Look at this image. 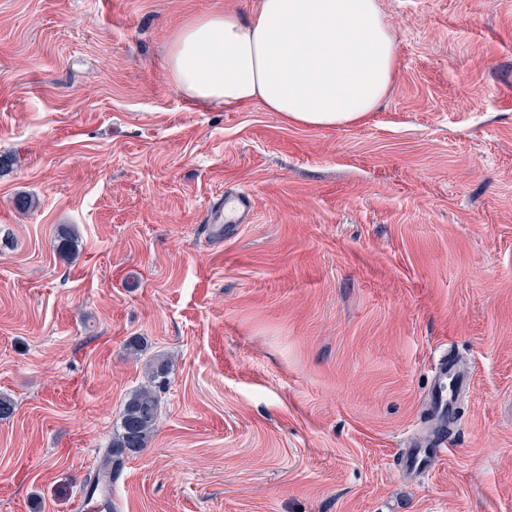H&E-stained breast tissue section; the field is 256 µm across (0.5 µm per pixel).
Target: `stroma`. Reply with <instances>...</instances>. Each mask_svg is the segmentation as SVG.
Masks as SVG:
<instances>
[{
	"label": "stroma",
	"mask_w": 512,
	"mask_h": 512,
	"mask_svg": "<svg viewBox=\"0 0 512 512\" xmlns=\"http://www.w3.org/2000/svg\"><path fill=\"white\" fill-rule=\"evenodd\" d=\"M257 5L0 0V512H78L158 355L114 512H512V0H380L390 91L319 128L174 87L178 30ZM444 354L471 391L410 479ZM251 210V200L247 192L237 191L224 194L222 204L210 216L209 224H244ZM169 373L168 361L154 360L147 384L136 389L126 400L104 460L105 466H110L112 471H117L127 458L147 447L157 428L160 390ZM448 437L440 435L436 438L431 448H411L409 461L413 469H420L423 472H429L431 463L439 455L440 458L448 454Z\"/></svg>",
	"instance_id": "1"
}]
</instances>
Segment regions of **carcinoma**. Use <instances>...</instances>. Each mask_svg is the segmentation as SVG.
Masks as SVG:
<instances>
[{
  "label": "carcinoma",
  "mask_w": 512,
  "mask_h": 512,
  "mask_svg": "<svg viewBox=\"0 0 512 512\" xmlns=\"http://www.w3.org/2000/svg\"><path fill=\"white\" fill-rule=\"evenodd\" d=\"M170 373L168 361L156 359L150 365L147 384L136 389L126 400L112 434L104 464L116 471L125 460L142 452L157 428L161 387Z\"/></svg>",
  "instance_id": "obj_1"
}]
</instances>
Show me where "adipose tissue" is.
Returning <instances> with one entry per match:
<instances>
[{
	"label": "adipose tissue",
	"mask_w": 512,
	"mask_h": 512,
	"mask_svg": "<svg viewBox=\"0 0 512 512\" xmlns=\"http://www.w3.org/2000/svg\"><path fill=\"white\" fill-rule=\"evenodd\" d=\"M394 39L379 0H260L248 18L215 13L174 35L177 90L203 105L260 102L310 127L355 123L390 88Z\"/></svg>",
	"instance_id": "adipose-tissue-1"
}]
</instances>
